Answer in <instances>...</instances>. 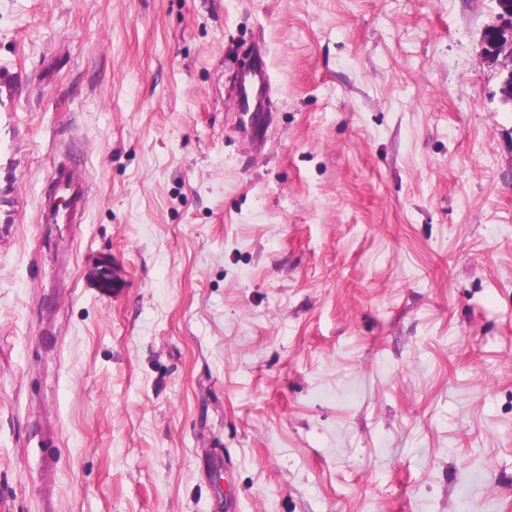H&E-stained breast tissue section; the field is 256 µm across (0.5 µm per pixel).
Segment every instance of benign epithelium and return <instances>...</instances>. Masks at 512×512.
<instances>
[{
	"label": "benign epithelium",
	"instance_id": "1",
	"mask_svg": "<svg viewBox=\"0 0 512 512\" xmlns=\"http://www.w3.org/2000/svg\"><path fill=\"white\" fill-rule=\"evenodd\" d=\"M495 21L487 28L482 49L487 61L499 67V102L512 109V0H495Z\"/></svg>",
	"mask_w": 512,
	"mask_h": 512
}]
</instances>
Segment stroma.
I'll list each match as a JSON object with an SVG mask.
<instances>
[{
    "mask_svg": "<svg viewBox=\"0 0 512 512\" xmlns=\"http://www.w3.org/2000/svg\"><path fill=\"white\" fill-rule=\"evenodd\" d=\"M495 13L0 0V512H512ZM89 204V192L72 169L57 165L52 188L41 202L42 218L49 224H79Z\"/></svg>",
    "mask_w": 512,
    "mask_h": 512,
    "instance_id": "obj_1",
    "label": "stroma"
}]
</instances>
